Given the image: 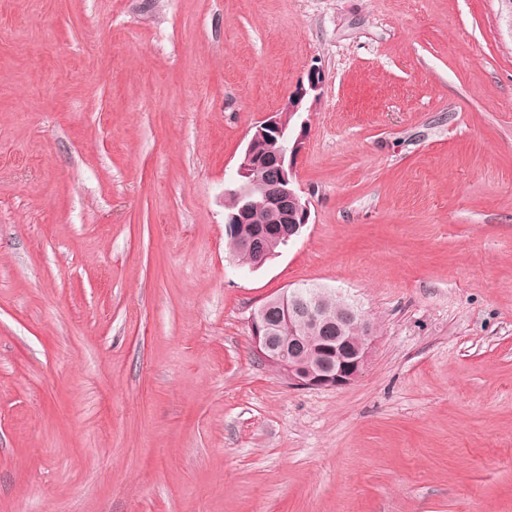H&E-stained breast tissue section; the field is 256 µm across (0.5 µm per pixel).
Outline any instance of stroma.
Listing matches in <instances>:
<instances>
[{
    "label": "stroma",
    "instance_id": "stroma-1",
    "mask_svg": "<svg viewBox=\"0 0 512 512\" xmlns=\"http://www.w3.org/2000/svg\"><path fill=\"white\" fill-rule=\"evenodd\" d=\"M302 235L224 232L310 68ZM317 284L352 385L253 353ZM0 512H512V26L498 0H0ZM293 290L296 291L265 298L251 313L249 326L254 354L284 377L288 384L302 389H342L353 384L368 365L374 338L370 319L354 303L336 295V299L343 302L342 308L333 298L328 299L330 309L339 311L335 321L327 306L329 291L324 288ZM273 304L280 306L281 319L288 317V322L280 321L277 336L269 318ZM294 320L335 333V336H327L324 346L299 354L302 336L316 335L302 323L292 325ZM278 336L285 342H288V336H293L294 342L286 347Z\"/></svg>",
    "mask_w": 512,
    "mask_h": 512
}]
</instances>
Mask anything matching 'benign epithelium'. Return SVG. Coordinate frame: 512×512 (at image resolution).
Here are the masks:
<instances>
[{"instance_id": "benign-epithelium-1", "label": "benign epithelium", "mask_w": 512, "mask_h": 512, "mask_svg": "<svg viewBox=\"0 0 512 512\" xmlns=\"http://www.w3.org/2000/svg\"><path fill=\"white\" fill-rule=\"evenodd\" d=\"M325 79L313 67L297 83L281 107L255 126L240 157L236 178L224 192L225 233L232 236L234 225L252 222L253 175L273 172L264 199L278 214V224L256 230L241 241V249L254 256V268H261L272 257L269 239L288 244L310 223V202L299 184L295 161L308 138V124L300 117L322 99ZM324 288L305 292L290 291L265 298L249 317L254 354L272 367L288 384L302 389H342L356 382L366 369L373 341V326L368 316L343 297L336 317L329 315ZM280 306V317L288 322L301 320L314 328L331 332L327 344L298 353L302 337L285 346L275 336L269 318L270 307Z\"/></svg>"}]
</instances>
